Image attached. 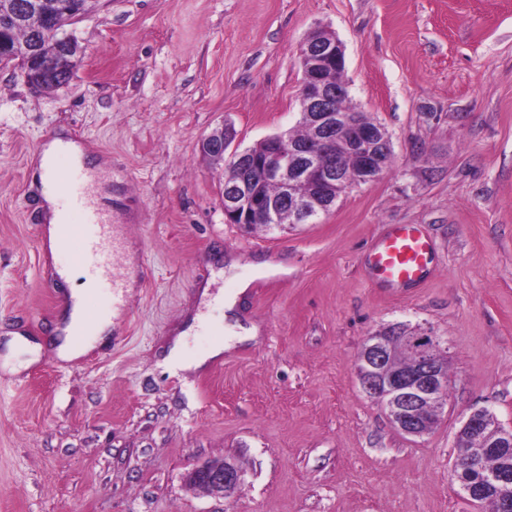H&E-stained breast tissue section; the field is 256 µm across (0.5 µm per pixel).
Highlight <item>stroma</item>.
Listing matches in <instances>:
<instances>
[{
  "label": "stroma",
  "instance_id": "stroma-1",
  "mask_svg": "<svg viewBox=\"0 0 512 512\" xmlns=\"http://www.w3.org/2000/svg\"><path fill=\"white\" fill-rule=\"evenodd\" d=\"M317 24L345 46L349 104L380 122L390 170L315 224L224 221V168L201 152L232 126L239 148L296 129L300 42ZM70 82L33 92L0 67V512H478L452 480L464 416L512 427V0H91L70 28ZM63 134L99 157L114 231L138 283L113 308L107 278L77 261L91 228L51 253L37 155ZM414 224L434 253L422 283L375 279L369 251ZM260 261L241 316L257 340L198 371L162 364L209 286L200 354L224 338L223 295ZM70 266L72 284L55 278ZM112 337L54 353L68 286ZM399 324L448 346V407L402 434L362 390L356 354ZM30 349L7 354L14 335ZM224 458L227 497L186 478Z\"/></svg>",
  "mask_w": 512,
  "mask_h": 512
}]
</instances>
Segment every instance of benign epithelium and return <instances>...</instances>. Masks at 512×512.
Listing matches in <instances>:
<instances>
[{
  "label": "benign epithelium",
  "instance_id": "7a95c632",
  "mask_svg": "<svg viewBox=\"0 0 512 512\" xmlns=\"http://www.w3.org/2000/svg\"><path fill=\"white\" fill-rule=\"evenodd\" d=\"M23 13L34 32L21 43L0 45V53L14 52L26 64L21 76L30 88L49 94L69 82L68 64L84 53V47L65 33L51 44L35 36L44 14L26 3ZM303 79L300 115L308 138L302 142L288 135L269 136L254 148L233 151V172L225 178L224 219L244 228L258 214L278 224H313L336 206L352 186L378 180L390 169L389 137L380 124L364 120L356 110L336 111L334 101L347 87L343 78L345 47L332 30L318 28L300 45ZM231 145V134L217 130L205 137L202 149L215 158ZM351 159L355 177L347 179L337 163L338 154ZM278 194H265L264 187ZM412 360L401 370L395 366L394 343L384 332L367 337L357 354L359 380L364 391L387 412L392 424L403 434L419 437L430 432L432 422L422 418L431 410L441 414L448 406V359L441 340L420 332L403 337ZM457 444L458 457L475 463L477 479L462 486L481 512H505L512 503V474L486 470L481 460L512 448V428L489 420L485 409L471 412L463 422ZM190 484L212 495H224L242 480L241 470L222 458L195 468Z\"/></svg>",
  "mask_w": 512,
  "mask_h": 512
}]
</instances>
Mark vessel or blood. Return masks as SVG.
<instances>
[{
  "instance_id": "obj_1",
  "label": "vessel or blood",
  "mask_w": 512,
  "mask_h": 512,
  "mask_svg": "<svg viewBox=\"0 0 512 512\" xmlns=\"http://www.w3.org/2000/svg\"><path fill=\"white\" fill-rule=\"evenodd\" d=\"M73 207L83 211L87 224L95 227L93 236L86 238L78 255L79 261L101 271L111 272L118 245L111 232L112 224L107 212L95 207L88 192L72 194ZM433 246L430 240L413 224H395L375 245L368 256L373 276L383 282L412 287L421 282L431 261ZM109 283L113 304H121L125 282L121 273L111 272Z\"/></svg>"
}]
</instances>
